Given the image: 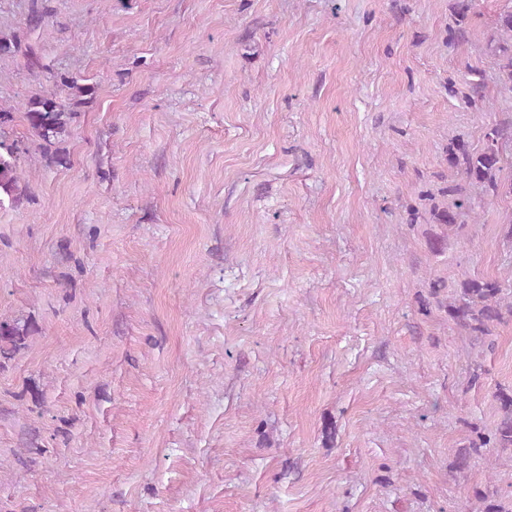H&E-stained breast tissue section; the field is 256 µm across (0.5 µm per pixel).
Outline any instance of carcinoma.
<instances>
[{"label":"carcinoma","instance_id":"1","mask_svg":"<svg viewBox=\"0 0 512 512\" xmlns=\"http://www.w3.org/2000/svg\"><path fill=\"white\" fill-rule=\"evenodd\" d=\"M472 0H460L455 28L450 39L464 42L468 38V16ZM49 18L48 10L33 3L27 26L35 31ZM498 36L488 43V56L501 91L512 95V10L501 13L497 19ZM21 53L33 68L40 69L39 58L29 45L17 38L0 36V55ZM90 87L83 78L62 73H49L48 86L29 97L24 103L31 143L48 149L71 133L81 109L88 104ZM29 147L0 131V209L18 207L27 199L28 183L22 177L20 161ZM448 167L460 175L463 182L451 180L448 186L432 192L424 190L421 198L431 202L430 219L438 228L433 248L441 249L448 237L460 236L466 225L458 222L474 212L478 202L472 190L481 197L496 198L512 195V119L492 123L485 128L483 147L474 151L463 141L448 143ZM433 298L444 309L448 319L474 340L495 346L493 335L497 326L512 319V293L496 278L461 275L448 294L440 295V281L433 283ZM36 332L32 322L23 317L0 316V358L10 360L28 347ZM497 405L498 417L491 426H474L473 437L458 453L455 469H467L474 457L494 451L512 453V387L498 384L491 392ZM482 512H512V491L498 489L479 494Z\"/></svg>","mask_w":512,"mask_h":512}]
</instances>
